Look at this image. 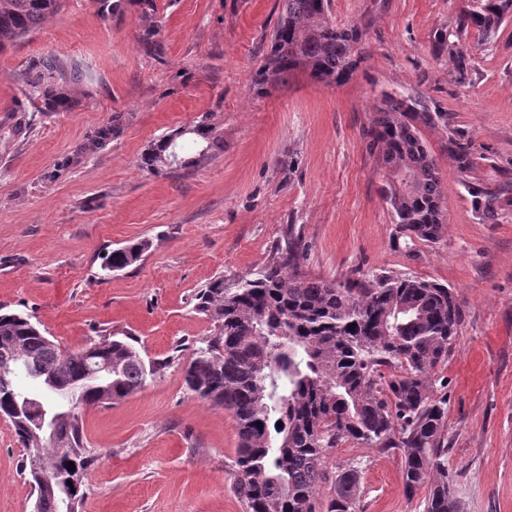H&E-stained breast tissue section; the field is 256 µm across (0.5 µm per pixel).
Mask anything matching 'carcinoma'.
Segmentation results:
<instances>
[{"label":"carcinoma","mask_w":512,"mask_h":512,"mask_svg":"<svg viewBox=\"0 0 512 512\" xmlns=\"http://www.w3.org/2000/svg\"><path fill=\"white\" fill-rule=\"evenodd\" d=\"M63 2L0 0V50L36 30ZM281 2V16L255 73L257 92L270 93L297 71L326 84L347 81L363 54L359 27L334 25L328 0ZM511 15L512 0H468L454 22L435 32L432 52L450 56L462 77L471 63L462 35L472 27L488 42ZM157 35L151 23L143 30L139 44L148 56L162 51ZM29 71L26 106L8 129V142L26 138L36 117L80 106L75 86L84 72L79 65L39 58ZM423 127L448 128V113L419 99L387 95L366 132L387 168L384 196L408 248L438 241L445 225L440 164L421 135ZM120 130V116L114 115L93 131L85 148L106 145ZM447 141L458 172H469L470 144L453 132ZM174 148L180 164L168 170L172 177L212 160L224 151V141L204 122L177 129L153 142L139 167L160 173L157 165ZM468 191L484 198L483 215L494 218L497 195L475 185ZM148 247L140 241L109 251L103 269L133 266ZM303 249L289 226L262 267L229 283L218 276L196 295L195 310L214 330L194 349L184 383L236 422L234 488L246 512H356L360 472L354 465L337 474L329 495L318 500L327 480L326 455L347 441L402 449L406 491L429 487L422 512H458L448 474V394L436 389L435 380L462 321L457 295L439 283L386 273L344 282L310 278L300 269ZM90 346L99 352L97 358L112 360V374L93 376L88 349H63L31 315L0 312V411L23 447L41 445L52 466L37 471L25 457L36 512H60L48 487L86 477L92 464L81 409L114 404L158 372L126 338L103 335ZM392 366L402 372L381 385L380 368ZM21 374L41 391L20 389ZM51 416L56 445L38 442L42 423ZM73 489L69 512H82L85 481Z\"/></svg>","instance_id":"1"}]
</instances>
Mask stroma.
<instances>
[{
    "instance_id": "35a3bbf8",
    "label": "stroma",
    "mask_w": 512,
    "mask_h": 512,
    "mask_svg": "<svg viewBox=\"0 0 512 512\" xmlns=\"http://www.w3.org/2000/svg\"><path fill=\"white\" fill-rule=\"evenodd\" d=\"M330 3L331 21L359 26L367 49L340 85L298 72L271 94L253 92L280 0H153L158 57L140 49L134 0L109 19L95 0H66L0 52V133L14 122L31 60L55 56L85 73L76 111L0 142V308L32 315L72 352L104 331L131 336L161 367L135 394L84 410L96 460L83 512H245L231 476L236 423L186 389L183 368L212 330L193 309L196 292L263 265L289 226L310 277L407 275L458 294L463 320L436 374L448 395V470L459 512H512V18L488 44L476 30L463 34L471 69L460 79L431 40L466 0ZM387 94L424 97L448 115V129L424 132L447 224L440 241L412 251L397 237L387 172L366 136ZM114 115L120 134L62 167ZM201 120L223 153L178 177L139 167L151 143ZM451 131L472 143L467 174L446 150ZM51 170L56 180L45 181ZM472 184L498 195L495 221ZM142 239L140 262L102 270L106 251ZM24 459L0 419V512H34ZM351 464L357 512H422L428 490L406 495L400 450L348 442L327 454L328 473Z\"/></svg>"
}]
</instances>
